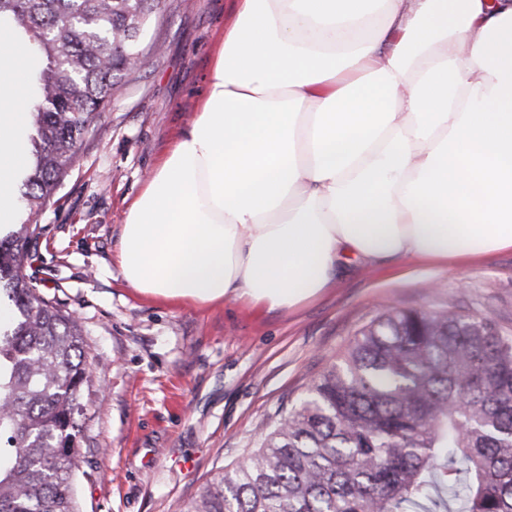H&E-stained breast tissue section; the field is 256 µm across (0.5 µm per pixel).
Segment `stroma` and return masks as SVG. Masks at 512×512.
Listing matches in <instances>:
<instances>
[{"instance_id":"stroma-1","label":"stroma","mask_w":512,"mask_h":512,"mask_svg":"<svg viewBox=\"0 0 512 512\" xmlns=\"http://www.w3.org/2000/svg\"><path fill=\"white\" fill-rule=\"evenodd\" d=\"M231 0H163L159 45L120 83L97 135L39 217L28 272L75 316L91 364L76 494L80 512H182L199 486L258 447L386 310L489 317L512 334V252L465 266L352 264L291 310L169 303L129 288L121 227L148 176L187 132L224 39Z\"/></svg>"}]
</instances>
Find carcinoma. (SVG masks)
Listing matches in <instances>:
<instances>
[{"label": "carcinoma", "instance_id": "cac0c4a2", "mask_svg": "<svg viewBox=\"0 0 512 512\" xmlns=\"http://www.w3.org/2000/svg\"><path fill=\"white\" fill-rule=\"evenodd\" d=\"M162 0H0L29 40V167L0 238V512H79L80 416L91 374L77 321L25 263L38 216L98 120ZM183 512H512V336L454 311L390 309L312 382L259 448Z\"/></svg>", "mask_w": 512, "mask_h": 512}]
</instances>
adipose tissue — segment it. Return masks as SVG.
<instances>
[{
    "label": "adipose tissue",
    "instance_id": "adipose-tissue-1",
    "mask_svg": "<svg viewBox=\"0 0 512 512\" xmlns=\"http://www.w3.org/2000/svg\"><path fill=\"white\" fill-rule=\"evenodd\" d=\"M28 41L0 26V224ZM512 252V0H235L192 127L122 226L137 292L293 308L344 262Z\"/></svg>",
    "mask_w": 512,
    "mask_h": 512
}]
</instances>
